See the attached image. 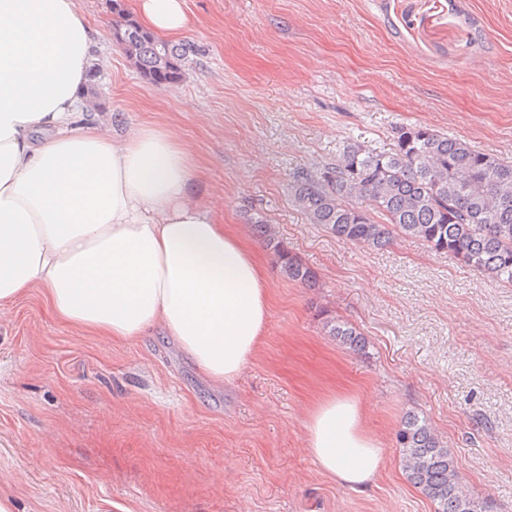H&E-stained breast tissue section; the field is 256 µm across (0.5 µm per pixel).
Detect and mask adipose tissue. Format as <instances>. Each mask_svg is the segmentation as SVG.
I'll use <instances>...</instances> for the list:
<instances>
[{
    "label": "adipose tissue",
    "instance_id": "ef3b65f1",
    "mask_svg": "<svg viewBox=\"0 0 512 512\" xmlns=\"http://www.w3.org/2000/svg\"><path fill=\"white\" fill-rule=\"evenodd\" d=\"M137 6L163 35L189 23L184 0ZM93 48L77 0H0V310L36 286L61 321L110 341L161 329L210 380L232 381L265 333L268 279L192 199L176 131L79 124ZM367 408L331 393L304 423L311 460L355 489L385 463Z\"/></svg>",
    "mask_w": 512,
    "mask_h": 512
}]
</instances>
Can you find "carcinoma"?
Listing matches in <instances>:
<instances>
[{
    "mask_svg": "<svg viewBox=\"0 0 512 512\" xmlns=\"http://www.w3.org/2000/svg\"><path fill=\"white\" fill-rule=\"evenodd\" d=\"M110 11L114 39L138 71L158 87L180 83L193 47L147 30L120 0H112ZM393 140L384 153L350 143L336 165L298 172L292 185L295 204L310 223L342 240L380 250L397 234L418 238L481 276L512 286V164L428 127L398 126ZM361 199L369 208L356 207ZM253 224L288 279L315 283L314 271L288 256L263 216ZM324 330L349 348L364 347L361 334L346 322L328 317ZM396 442L407 479L436 512H491L489 503L476 500L462 483L452 455L427 420L407 415Z\"/></svg>",
    "mask_w": 512,
    "mask_h": 512,
    "instance_id": "carcinoma-1",
    "label": "carcinoma"
}]
</instances>
